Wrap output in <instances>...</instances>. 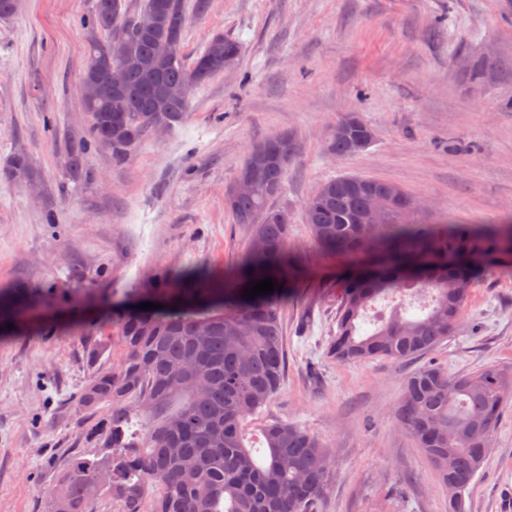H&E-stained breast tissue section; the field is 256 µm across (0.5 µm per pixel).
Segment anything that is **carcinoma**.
Instances as JSON below:
<instances>
[{
	"mask_svg": "<svg viewBox=\"0 0 512 512\" xmlns=\"http://www.w3.org/2000/svg\"><path fill=\"white\" fill-rule=\"evenodd\" d=\"M164 2L167 23L143 34L137 18ZM126 29L124 46L158 57L160 79L128 73L116 92L106 85L98 59L118 58L110 23ZM185 0H144L141 10L124 0H94L79 22L86 37L82 80L102 92L99 111L89 113L87 131L72 141L64 158L67 180H84L85 155L98 145L123 162L150 137V121L173 115L171 126L188 115L192 91L224 73L241 54L238 41L214 36L190 64L184 60ZM335 157L355 153L350 140L328 137ZM295 138L277 133L249 149L238 174L263 161L266 177L243 195L224 192L233 223L251 229L244 259L229 273L186 270L161 278L151 289L164 308H112L107 327L119 355L96 369L79 397L87 415L104 411L83 438L100 451L69 457L58 483L45 494L44 512H90L99 496L112 497L119 512H311L327 488L328 449L314 435L286 422L262 429V460L244 443V424L280 389L285 348L280 319L282 289L253 299L243 289L264 278L291 288L306 270L288 245V211L279 205ZM5 178L26 184L39 178L28 154L19 150L3 169ZM413 196L394 183L343 175L320 184L304 203V219L321 258L344 262L336 332L329 354L340 362L374 358L409 360L433 351L462 314L474 283L485 241L512 239V224H479L466 234L448 226L423 230L413 217ZM469 260L448 265V254ZM431 300L421 316L402 305L375 320L364 334L361 322L373 304L413 290ZM42 301L22 288L0 289V334L18 328L19 316L37 311ZM512 400V375L496 368L450 377L425 364L405 380L397 424L419 448L448 487V512H465V495L490 449V434Z\"/></svg>",
	"mask_w": 512,
	"mask_h": 512,
	"instance_id": "obj_1",
	"label": "carcinoma"
}]
</instances>
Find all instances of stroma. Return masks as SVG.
Wrapping results in <instances>:
<instances>
[{"label": "stroma", "instance_id": "1", "mask_svg": "<svg viewBox=\"0 0 512 512\" xmlns=\"http://www.w3.org/2000/svg\"><path fill=\"white\" fill-rule=\"evenodd\" d=\"M189 12L186 61L217 33L243 46L236 66L198 89L186 121L148 138L126 162L106 149L81 184L63 177L68 139L86 132L79 21L93 0H21L0 20V164L24 149L36 185L0 180V288L17 284L45 308L0 336V512H43L64 459L90 457L79 395L94 367L112 364L103 315L136 304L158 276L222 271L244 258L249 230L224 209V190L250 146L294 135L297 155L280 200L288 244L310 274L285 293L286 368L278 393L248 420L306 429L331 451L315 512H448L431 462L395 422L419 361L330 356L339 264L325 263L303 204L323 181L356 175L415 195L417 223L463 232L512 221V0H209ZM504 69L463 77L461 59ZM358 113L373 143L328 156L329 127ZM53 206L57 221L45 223ZM428 362L457 375L512 373V255L486 258L450 336ZM466 512H512V406L492 432Z\"/></svg>", "mask_w": 512, "mask_h": 512}]
</instances>
